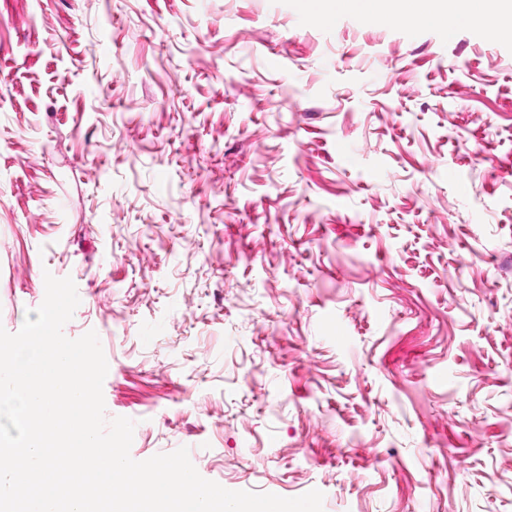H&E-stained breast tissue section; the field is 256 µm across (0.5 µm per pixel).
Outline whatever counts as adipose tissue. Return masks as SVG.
I'll return each instance as SVG.
<instances>
[{
	"label": "adipose tissue",
	"mask_w": 512,
	"mask_h": 512,
	"mask_svg": "<svg viewBox=\"0 0 512 512\" xmlns=\"http://www.w3.org/2000/svg\"><path fill=\"white\" fill-rule=\"evenodd\" d=\"M397 14L406 21H422L437 27L445 25L453 15L459 23H477L490 30L497 19L512 17V0H496L490 9L482 0H400Z\"/></svg>",
	"instance_id": "adipose-tissue-1"
}]
</instances>
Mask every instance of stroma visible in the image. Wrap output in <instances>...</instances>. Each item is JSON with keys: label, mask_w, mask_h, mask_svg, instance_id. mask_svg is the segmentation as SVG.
Here are the masks:
<instances>
[{"label": "stroma", "mask_w": 512, "mask_h": 512, "mask_svg": "<svg viewBox=\"0 0 512 512\" xmlns=\"http://www.w3.org/2000/svg\"><path fill=\"white\" fill-rule=\"evenodd\" d=\"M321 0H0V326L45 274L134 460L512 512V37Z\"/></svg>", "instance_id": "1"}]
</instances>
